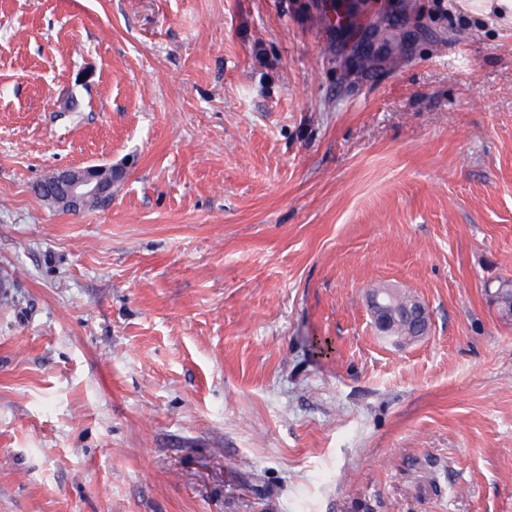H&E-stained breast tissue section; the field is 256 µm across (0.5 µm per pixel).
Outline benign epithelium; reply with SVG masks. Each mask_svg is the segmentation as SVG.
<instances>
[{
	"mask_svg": "<svg viewBox=\"0 0 512 512\" xmlns=\"http://www.w3.org/2000/svg\"><path fill=\"white\" fill-rule=\"evenodd\" d=\"M71 169H59L56 171L57 180L64 194L74 200H82L88 197L104 199L107 197L110 186L99 178L98 167L91 166L82 169V175L73 177ZM398 291L394 288L378 287L368 292V305L371 312V326L376 335L390 340L395 344H402L404 340L396 336L394 316L400 315L404 320L414 323L419 327L417 338L428 335L431 329L430 314L425 305L418 299L396 308L394 302Z\"/></svg>",
	"mask_w": 512,
	"mask_h": 512,
	"instance_id": "1",
	"label": "benign epithelium"
}]
</instances>
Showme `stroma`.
<instances>
[{"label":"stroma","mask_w":512,"mask_h":512,"mask_svg":"<svg viewBox=\"0 0 512 512\" xmlns=\"http://www.w3.org/2000/svg\"><path fill=\"white\" fill-rule=\"evenodd\" d=\"M496 3L0 0V512H512ZM98 169L99 167L97 166L84 168L82 169V175L79 177H72L70 172H73L74 169L69 168L59 169L54 174H57L58 183L64 194L71 200L77 201L88 197L105 199L109 193L110 186L100 180ZM53 183L49 176L36 185V191L40 197L58 205L62 209L77 211L96 207L101 202L97 199L89 198L82 202L78 209L76 207L71 209L63 201L61 192L54 187ZM490 294L502 317H512V279L501 278L496 282H489ZM399 291L394 288L378 287L371 288L368 292V305L371 312V326L377 336L390 340L395 344H402L405 341L396 335L394 316L397 314L403 320L414 322L419 327L417 336L411 341L421 339L428 335L431 329L430 314L425 305L419 299H413L397 309L394 302Z\"/></svg>","instance_id":"obj_1"}]
</instances>
